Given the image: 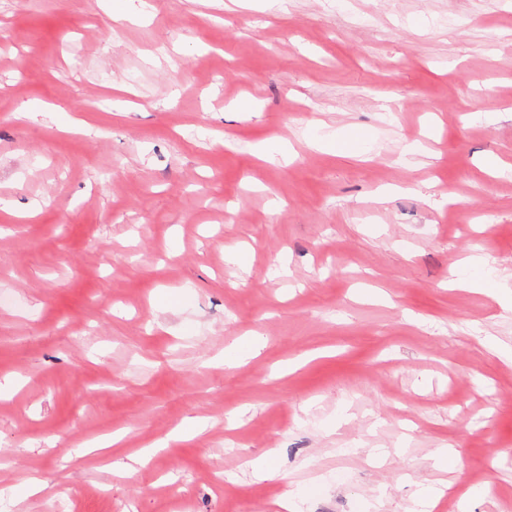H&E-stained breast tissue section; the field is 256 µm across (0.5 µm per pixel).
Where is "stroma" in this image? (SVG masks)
Segmentation results:
<instances>
[{
    "instance_id": "35a3bbf8",
    "label": "stroma",
    "mask_w": 512,
    "mask_h": 512,
    "mask_svg": "<svg viewBox=\"0 0 512 512\" xmlns=\"http://www.w3.org/2000/svg\"><path fill=\"white\" fill-rule=\"evenodd\" d=\"M153 3L0 0V512H512V0Z\"/></svg>"
}]
</instances>
